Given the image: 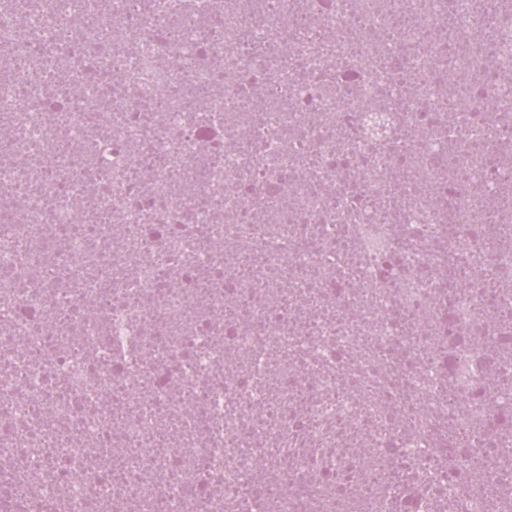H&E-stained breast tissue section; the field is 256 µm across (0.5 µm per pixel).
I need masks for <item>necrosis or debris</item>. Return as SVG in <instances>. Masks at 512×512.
<instances>
[{
    "instance_id": "necrosis-or-debris-1",
    "label": "necrosis or debris",
    "mask_w": 512,
    "mask_h": 512,
    "mask_svg": "<svg viewBox=\"0 0 512 512\" xmlns=\"http://www.w3.org/2000/svg\"><path fill=\"white\" fill-rule=\"evenodd\" d=\"M0 0V512H512V0Z\"/></svg>"
}]
</instances>
